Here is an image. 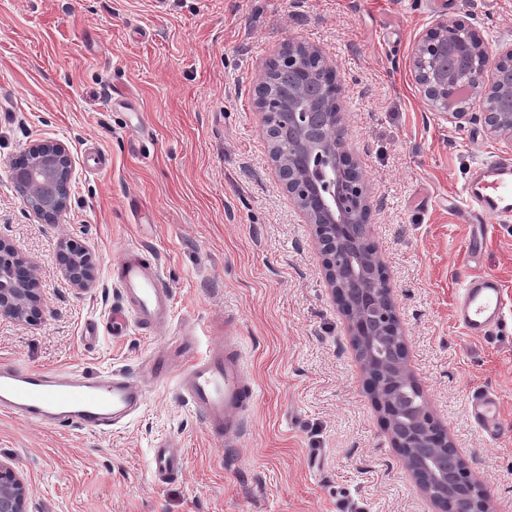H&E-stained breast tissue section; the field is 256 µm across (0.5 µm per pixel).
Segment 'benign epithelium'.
<instances>
[{"instance_id": "1", "label": "benign epithelium", "mask_w": 512, "mask_h": 512, "mask_svg": "<svg viewBox=\"0 0 512 512\" xmlns=\"http://www.w3.org/2000/svg\"><path fill=\"white\" fill-rule=\"evenodd\" d=\"M484 42L471 30L441 19L419 37L411 70L430 110L460 123L471 98L482 102L490 139L512 148V43L489 67ZM292 77L288 95L266 92L270 76ZM262 130L279 181L324 256L325 279L342 303L352 345L375 408L399 459L433 503L449 512H492L490 495L473 476L446 426L428 404L404 410L397 398L410 382L405 331L383 262L369 241L372 200L349 151L347 112L336 69L321 49L299 40L280 47L255 88ZM11 180L33 214L49 223L68 209L72 158L61 141L27 145ZM62 271L73 287L95 286L92 256L59 243ZM36 265L0 238V317L24 323L42 310ZM29 487L15 460L0 456V512H29Z\"/></svg>"}]
</instances>
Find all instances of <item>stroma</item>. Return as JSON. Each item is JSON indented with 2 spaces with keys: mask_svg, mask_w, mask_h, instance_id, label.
<instances>
[{
  "mask_svg": "<svg viewBox=\"0 0 512 512\" xmlns=\"http://www.w3.org/2000/svg\"><path fill=\"white\" fill-rule=\"evenodd\" d=\"M441 18L493 53L512 41V0H0V236L36 264L45 299L34 323L0 318V363L146 381L142 410L109 432L0 412V454L18 462L32 512H438L399 462L312 229L270 158L255 87L291 39L321 48L343 85L413 379L494 512H512V218L478 226L462 213L469 170L507 151L479 100L457 125L419 94L412 49ZM40 140L65 143L73 160L70 206L53 224L10 177ZM63 238L91 253L94 288L62 274ZM133 246L159 255L174 315L114 336V268ZM470 272L504 284V320L484 338L454 319ZM228 331L259 393L230 442L207 434L178 388ZM157 352L170 372L149 381ZM477 391L500 399L499 439L469 416ZM165 441L186 468L158 483L150 450Z\"/></svg>",
  "mask_w": 512,
  "mask_h": 512,
  "instance_id": "stroma-1",
  "label": "stroma"
}]
</instances>
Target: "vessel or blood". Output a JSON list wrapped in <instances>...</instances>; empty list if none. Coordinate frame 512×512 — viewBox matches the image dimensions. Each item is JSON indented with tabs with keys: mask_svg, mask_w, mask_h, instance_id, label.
Wrapping results in <instances>:
<instances>
[{
	"mask_svg": "<svg viewBox=\"0 0 512 512\" xmlns=\"http://www.w3.org/2000/svg\"><path fill=\"white\" fill-rule=\"evenodd\" d=\"M466 196L464 219L468 223L512 216V158H499L479 167L468 183ZM117 272L126 301L124 317L153 327L171 319L172 293L158 266L132 250L119 261ZM503 293L504 285L494 274L464 277L455 319L467 335L484 337L499 325ZM178 385L201 414L207 431L217 437L239 435L243 415L257 397L234 336L225 337L223 345L191 360L180 373ZM145 395L141 382L114 370L76 375L13 363L0 365V411L58 429L109 430L138 413ZM468 413L488 437L501 436L500 405L494 394L475 393ZM184 467L185 456L174 444L165 442L152 449L150 468L155 480L177 477Z\"/></svg>",
	"mask_w": 512,
	"mask_h": 512,
	"instance_id": "vessel-or-blood-1",
	"label": "vessel or blood"
}]
</instances>
